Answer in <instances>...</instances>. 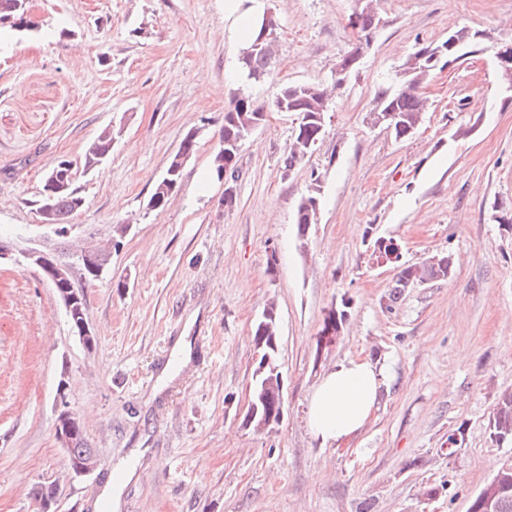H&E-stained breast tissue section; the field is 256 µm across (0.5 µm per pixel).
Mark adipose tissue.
Here are the masks:
<instances>
[{
	"label": "adipose tissue",
	"instance_id": "obj_1",
	"mask_svg": "<svg viewBox=\"0 0 512 512\" xmlns=\"http://www.w3.org/2000/svg\"><path fill=\"white\" fill-rule=\"evenodd\" d=\"M262 15V0H224L225 39L237 47L246 45ZM384 378L381 369L365 361L350 360L336 365L310 394V434L325 444L356 435L377 403Z\"/></svg>",
	"mask_w": 512,
	"mask_h": 512
}]
</instances>
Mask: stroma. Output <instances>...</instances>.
I'll list each match as a JSON object with an SVG mask.
<instances>
[{
	"mask_svg": "<svg viewBox=\"0 0 512 512\" xmlns=\"http://www.w3.org/2000/svg\"><path fill=\"white\" fill-rule=\"evenodd\" d=\"M278 19L272 79L329 82L353 38L355 0H265ZM382 23L358 72L335 90L317 150L284 171L295 116L271 113L244 143L236 201L211 174L232 105L224 0H31L40 29L0 34V238L52 237L35 202L43 176L114 131L100 169L76 173L84 200L72 239L129 225L102 279L85 285L97 338L87 350L57 293L26 263L0 265V512H34L33 488L60 484V512H99L121 481L119 512H468L512 444L489 437L512 390V98L489 53L437 69L430 107L405 142L370 123L385 76L421 43L462 26L512 33V0H375ZM196 152L161 211L146 204L188 131ZM317 193L315 224L296 208ZM451 256L454 274L388 300L391 266ZM279 312L284 414L244 423L256 367L253 326ZM345 309L318 350L325 312ZM385 369L362 431L324 445L308 431L310 393L347 360ZM97 450L70 479L54 399ZM461 430L455 454L448 434ZM131 463L120 480L116 468Z\"/></svg>",
	"mask_w": 512,
	"mask_h": 512,
	"instance_id": "obj_1",
	"label": "stroma"
}]
</instances>
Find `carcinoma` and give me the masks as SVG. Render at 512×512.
Segmentation results:
<instances>
[{"label":"carcinoma","instance_id":"carcinoma-1","mask_svg":"<svg viewBox=\"0 0 512 512\" xmlns=\"http://www.w3.org/2000/svg\"><path fill=\"white\" fill-rule=\"evenodd\" d=\"M357 16L359 31L372 33L379 26L380 19L377 13L368 7V3H358L353 11ZM39 24L30 15L25 13L22 0H0V31H36ZM466 43L470 42L469 27L463 26L448 33V38L422 44L413 52V55L424 56L418 69L402 68L399 80L382 88L376 98V105L371 110L375 114L373 123L390 130L398 142H405L412 138L423 122L426 107L421 92L422 85L427 82L433 71L440 64V60L450 61L456 58V50L451 48V39ZM368 42L357 40L354 46L344 53L336 63L334 72V86L339 88L355 70L363 54V47ZM442 50V59H433L436 50ZM276 59V52L257 51L246 59H238V81L241 86L233 92L234 107L224 113V128L221 137V149L224 150L225 163L232 164L233 170H238L239 152L243 142L251 132L240 128L234 122V112L241 106H246L251 112H264L276 109L282 104V99H288V111L298 115L300 123L292 129L291 139L287 150L282 157L284 171L293 170L304 159L308 158L321 142L325 133V123L321 121L320 110L323 103L331 99L327 88L320 83L311 84H284L278 91L266 100L253 98L244 84H257L265 82L272 74ZM95 155H83V167L93 169L101 164L111 153L112 134L101 132L94 140ZM316 194L303 197L297 207L295 224L299 232L306 231L308 225L315 223L316 213L312 200ZM84 201L80 196H73L68 192L53 195H44L41 206L50 214L51 220L56 224L65 225L70 218L80 211ZM395 276L389 291V300L397 302L414 283L423 280L441 281L451 277L453 261L445 256L443 263L435 266L428 262L422 264H409L400 261L393 265ZM279 312L276 304L266 307V313L254 326V339L261 356H275L272 338L278 336ZM71 444L68 449L69 457L78 460H88L95 455L87 439L80 419L70 422ZM489 437L497 444L512 443V391L501 392L489 420ZM500 485L507 486V491L498 499L497 512H512V463L503 471Z\"/></svg>","mask_w":512,"mask_h":512}]
</instances>
